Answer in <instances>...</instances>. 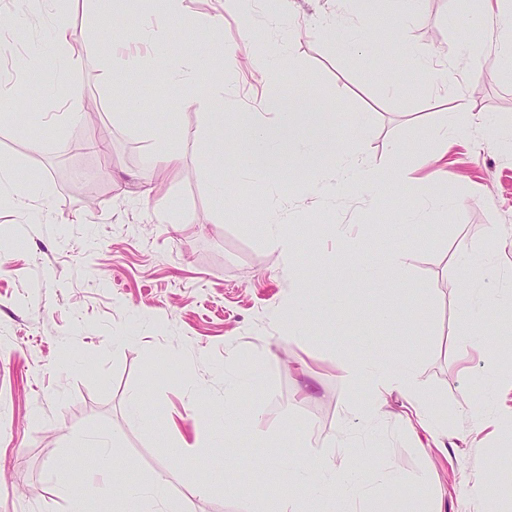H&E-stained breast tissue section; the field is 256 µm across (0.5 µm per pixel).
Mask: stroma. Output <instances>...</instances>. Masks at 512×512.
I'll use <instances>...</instances> for the list:
<instances>
[{"label": "stroma", "mask_w": 512, "mask_h": 512, "mask_svg": "<svg viewBox=\"0 0 512 512\" xmlns=\"http://www.w3.org/2000/svg\"><path fill=\"white\" fill-rule=\"evenodd\" d=\"M224 0H185L188 25L171 26L167 42L190 36L189 24L224 17V44L236 47L239 80L225 95L224 174L233 176L246 133L244 115L271 99H293L331 113L337 136L365 156L381 180L375 192H337L341 172L310 170L307 183H289L284 200L255 184L218 206L202 142L208 105L198 85L173 88L157 76L169 56L134 42L137 11L113 33L131 38L144 65L104 81L99 53L82 42L83 60L70 71L51 44L53 28L81 30L92 17L82 0L58 17L33 0H0V16L25 15L27 29L0 27V82L18 83V63L42 47L45 82L26 102L22 125L0 124V159L20 178L47 180L48 205L29 212L0 201V512H115L119 491L84 481L74 466L99 437L111 440L116 468L128 485L177 468L169 488L180 512H331L340 500L285 490L281 460L290 452L332 457L337 468L364 474L425 476L427 512H506L512 505V340L495 336L460 360V308L473 299L459 273L462 253L484 256L483 282L499 304L486 325L512 323V76L505 73L495 33L469 26L466 0H415L404 20L397 0H289L288 20L268 22L266 0L243 12ZM363 18L374 37L364 54L317 28L318 18ZM481 43L478 71L468 61ZM433 51L420 71L414 55ZM282 53L291 63L276 82L254 69L260 55ZM80 83L95 112L91 125L64 123L68 82ZM471 102L454 111L458 96ZM368 113L367 131L352 130L353 113ZM461 135L441 139L442 124ZM109 148L89 149L92 131ZM177 139L184 160L178 175L158 182L146 157L160 133ZM447 171L452 203L430 223L407 224L423 178ZM277 219L293 242L281 256L265 231ZM405 249L406 280L383 290L356 277L333 228ZM498 235H489L490 226ZM311 287L313 313L302 335L288 336V291ZM395 306L389 327L375 321ZM371 334L377 350L414 361L424 398L448 416L449 441L433 444L404 418V391L385 395L377 415L347 404V361L362 357L358 338ZM259 383L226 401L241 372ZM156 417L141 426L132 399ZM485 425H477L475 414ZM227 425V444L189 461L172 447L179 434ZM265 434L255 438V426ZM504 463L495 491L475 485ZM223 472L209 494L197 491L204 467ZM253 481L244 497L235 485Z\"/></svg>", "instance_id": "1"}]
</instances>
